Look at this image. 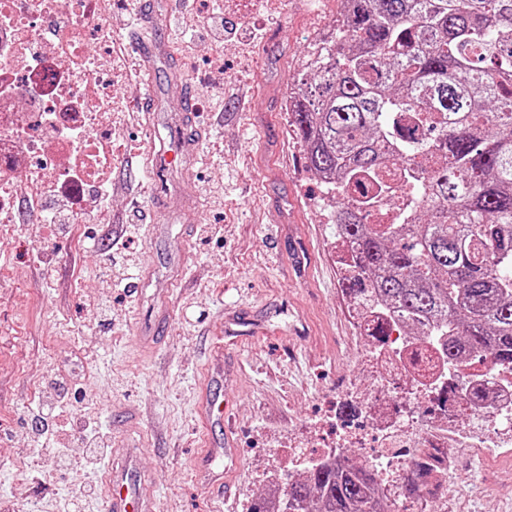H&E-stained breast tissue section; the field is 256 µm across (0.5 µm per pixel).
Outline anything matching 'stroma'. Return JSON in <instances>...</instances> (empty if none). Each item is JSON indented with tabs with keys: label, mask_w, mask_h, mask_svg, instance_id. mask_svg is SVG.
Returning a JSON list of instances; mask_svg holds the SVG:
<instances>
[{
	"label": "stroma",
	"mask_w": 512,
	"mask_h": 512,
	"mask_svg": "<svg viewBox=\"0 0 512 512\" xmlns=\"http://www.w3.org/2000/svg\"><path fill=\"white\" fill-rule=\"evenodd\" d=\"M336 0H224L236 34L186 27L212 0H161L153 18L171 57L132 81L128 46L112 80V207L82 224H0V501L16 512H68L78 486L108 466L71 442L66 455L33 430L31 414L57 399L62 365L78 358L84 397L75 408L132 450L157 512H246L273 474L295 480L302 459L288 444L322 447L361 426L345 417L342 384L373 383L370 346L357 339L339 282L329 202L288 132V81L312 37L331 31ZM191 102L169 90L170 73ZM154 129L130 120L149 89ZM193 108L202 133L191 174L170 167L149 178L141 160ZM128 249L109 254V237ZM53 259L45 279L37 253ZM111 265H104L105 255ZM130 269L134 289L111 285ZM249 310L254 333L223 332L226 312ZM164 311L165 328L143 354V324ZM224 367L239 464L230 489L202 486L191 466L203 433L198 381L207 361ZM462 498L397 501L399 512H512V457L451 461Z\"/></svg>",
	"instance_id": "1"
}]
</instances>
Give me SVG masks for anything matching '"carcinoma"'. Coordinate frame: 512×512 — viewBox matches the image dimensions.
Wrapping results in <instances>:
<instances>
[{"label":"carcinoma","instance_id":"1","mask_svg":"<svg viewBox=\"0 0 512 512\" xmlns=\"http://www.w3.org/2000/svg\"><path fill=\"white\" fill-rule=\"evenodd\" d=\"M288 125L311 175L333 176L360 279L448 364L512 365V0H347L291 77ZM395 181L412 205L369 223ZM247 512H384L367 464L319 463Z\"/></svg>","mask_w":512,"mask_h":512}]
</instances>
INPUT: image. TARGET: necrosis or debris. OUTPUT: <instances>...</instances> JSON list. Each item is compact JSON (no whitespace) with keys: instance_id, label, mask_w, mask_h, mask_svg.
<instances>
[{"instance_id":"obj_1","label":"necrosis or debris","mask_w":512,"mask_h":512,"mask_svg":"<svg viewBox=\"0 0 512 512\" xmlns=\"http://www.w3.org/2000/svg\"><path fill=\"white\" fill-rule=\"evenodd\" d=\"M106 20L98 0H0V223L15 221L20 207L47 223L40 207L44 188L61 187L73 199L75 219L111 205L102 185L112 156L101 143L112 138V50L102 32ZM61 41L45 54L42 46ZM474 373L485 392L473 401L453 388L438 421L420 423L418 400L424 386L443 373L432 343L409 341L391 325L386 350L373 365L374 392L360 401L364 425L339 433L338 448H365L380 486L396 485L411 467L407 451L433 470L434 485L445 484L441 449L459 448L484 458L512 448V367L478 358ZM391 386L386 403L377 395Z\"/></svg>"}]
</instances>
